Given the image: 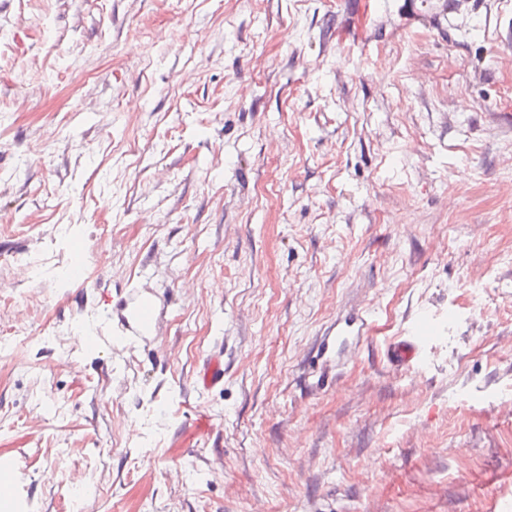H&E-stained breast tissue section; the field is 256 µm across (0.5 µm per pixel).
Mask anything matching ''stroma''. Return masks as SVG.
<instances>
[{"label": "stroma", "mask_w": 512, "mask_h": 512, "mask_svg": "<svg viewBox=\"0 0 512 512\" xmlns=\"http://www.w3.org/2000/svg\"><path fill=\"white\" fill-rule=\"evenodd\" d=\"M504 253L512 0H0L23 512H512ZM155 300L146 295L137 294L131 298L126 316V329L139 340H148L154 334ZM424 326L423 322H419L413 329V335L409 336V339L402 340L393 343L390 355L397 363H408L410 362L415 354L417 341L423 339Z\"/></svg>", "instance_id": "stroma-1"}]
</instances>
